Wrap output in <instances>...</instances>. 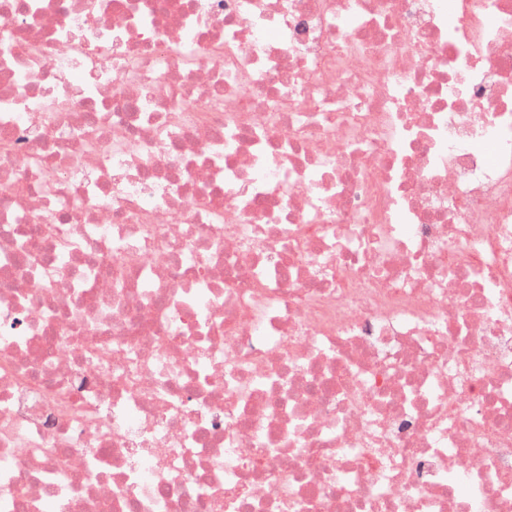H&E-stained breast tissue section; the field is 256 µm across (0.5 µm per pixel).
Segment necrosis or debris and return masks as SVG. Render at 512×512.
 Segmentation results:
<instances>
[{"mask_svg": "<svg viewBox=\"0 0 512 512\" xmlns=\"http://www.w3.org/2000/svg\"><path fill=\"white\" fill-rule=\"evenodd\" d=\"M512 512V0H0V512Z\"/></svg>", "mask_w": 512, "mask_h": 512, "instance_id": "4bbe7bcc", "label": "necrosis or debris"}]
</instances>
